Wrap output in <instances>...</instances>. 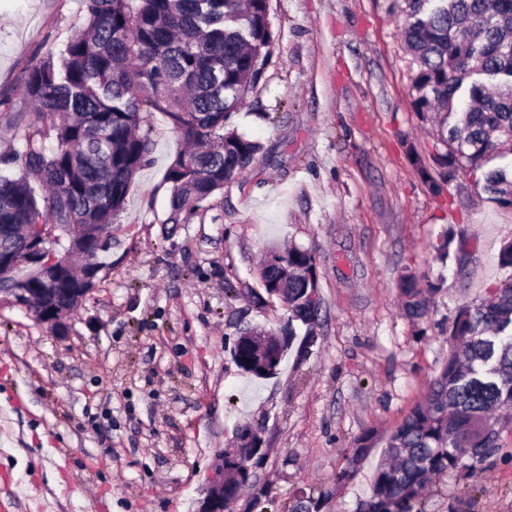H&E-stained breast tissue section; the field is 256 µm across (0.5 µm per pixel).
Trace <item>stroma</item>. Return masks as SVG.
Listing matches in <instances>:
<instances>
[{
	"mask_svg": "<svg viewBox=\"0 0 512 512\" xmlns=\"http://www.w3.org/2000/svg\"><path fill=\"white\" fill-rule=\"evenodd\" d=\"M269 21L271 61L229 119L261 146L246 171L168 223L164 174L184 143L154 114L150 161L63 332L0 298V512H196L257 425L268 493L237 512H290L299 491L333 489L363 430L394 431L440 372L456 309L512 278L497 258L512 208L468 171L433 192L411 161L437 172L446 148L413 106L395 0H269ZM84 23L83 0H0V172L20 173L28 70ZM448 230L464 243L445 262ZM272 246L313 252L322 306L311 342L258 379L229 347L240 327L287 322L258 277ZM407 269L438 286L417 323L400 310ZM497 430L485 470L434 478L424 512H512V417ZM380 455L329 512H356Z\"/></svg>",
	"mask_w": 512,
	"mask_h": 512,
	"instance_id": "stroma-1",
	"label": "stroma"
}]
</instances>
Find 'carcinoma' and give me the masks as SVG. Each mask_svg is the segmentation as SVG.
I'll use <instances>...</instances> for the list:
<instances>
[{
  "label": "carcinoma",
  "instance_id": "1",
  "mask_svg": "<svg viewBox=\"0 0 512 512\" xmlns=\"http://www.w3.org/2000/svg\"><path fill=\"white\" fill-rule=\"evenodd\" d=\"M401 34L416 69L411 94L421 116L432 112L450 181L459 169L482 172L483 189L512 207V174L486 169L512 156V0H402ZM85 27L58 58L29 69L25 95L35 107L22 131L23 176L0 173V247L16 245L12 224H92L103 232L125 203L132 180L149 161V117L165 115L194 150L177 154L165 172L168 223L241 174L258 142L226 128L245 104L273 54L269 0H84ZM55 140L51 154L44 142ZM269 298L288 303V346L294 323L316 322L320 300L313 253L293 247L260 267ZM399 290L405 314L427 313L425 294L408 272ZM448 357L424 398L386 442L368 496L356 512H414L431 477L475 475L499 451L490 417L512 409V279L480 302H465L448 326ZM238 367L258 376L266 349L236 338ZM260 427H247L224 452V508L256 488L251 467ZM365 430L334 484L352 482L375 447ZM331 493L302 496L291 512H324Z\"/></svg>",
  "mask_w": 512,
  "mask_h": 512
}]
</instances>
